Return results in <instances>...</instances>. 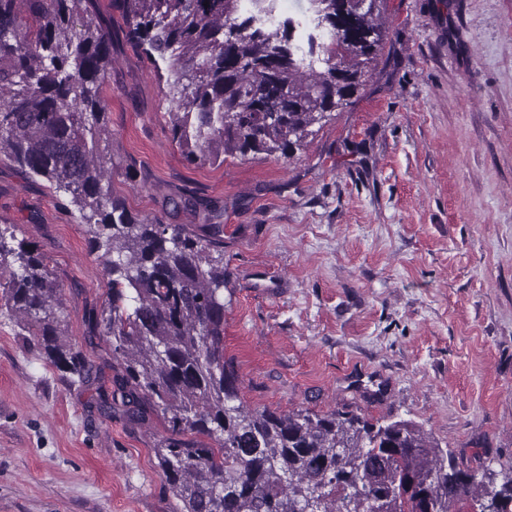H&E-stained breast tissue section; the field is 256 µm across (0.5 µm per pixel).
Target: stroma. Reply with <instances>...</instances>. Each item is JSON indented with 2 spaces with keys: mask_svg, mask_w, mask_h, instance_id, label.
<instances>
[{
  "mask_svg": "<svg viewBox=\"0 0 512 512\" xmlns=\"http://www.w3.org/2000/svg\"><path fill=\"white\" fill-rule=\"evenodd\" d=\"M364 93L289 157L189 161L152 67L113 30L111 184L127 210L224 209V352L250 407L416 422L512 473V0H387ZM0 222L44 255L64 338L109 284L77 212L0 156ZM0 512H175L168 424L105 418L3 311Z\"/></svg>",
  "mask_w": 512,
  "mask_h": 512,
  "instance_id": "obj_1",
  "label": "stroma"
}]
</instances>
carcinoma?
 I'll list each match as a JSON object with an SVG mask.
<instances>
[{
  "instance_id": "cac0c4a2",
  "label": "carcinoma",
  "mask_w": 512,
  "mask_h": 512,
  "mask_svg": "<svg viewBox=\"0 0 512 512\" xmlns=\"http://www.w3.org/2000/svg\"><path fill=\"white\" fill-rule=\"evenodd\" d=\"M0 0V156L46 180L103 251L110 291L89 314L117 370L111 389L61 339L62 301L45 258L0 228L6 311L46 362L98 410L170 424L154 448L176 512H451L512 504V476L470 472L416 424L332 410L253 409L224 355L223 208L193 196L200 227L135 218L113 195L103 96L112 25L165 89L173 141L192 160L290 156L354 103L388 41L385 0H310L280 19L277 0ZM201 434L207 445L192 439Z\"/></svg>"
}]
</instances>
